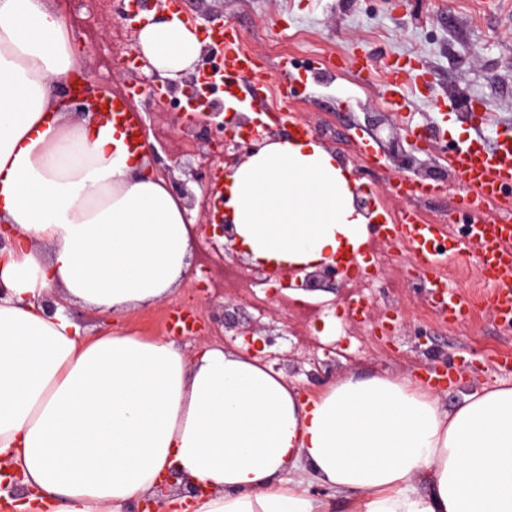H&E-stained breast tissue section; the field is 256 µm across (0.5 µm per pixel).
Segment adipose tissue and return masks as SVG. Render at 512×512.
Returning <instances> with one entry per match:
<instances>
[{
	"instance_id": "ef3b65f1",
	"label": "adipose tissue",
	"mask_w": 512,
	"mask_h": 512,
	"mask_svg": "<svg viewBox=\"0 0 512 512\" xmlns=\"http://www.w3.org/2000/svg\"><path fill=\"white\" fill-rule=\"evenodd\" d=\"M139 46L162 75L201 41L178 14ZM80 61L55 0H0V458L36 493L18 512H127L179 472L182 512H326L288 467L353 493L356 512H512V385L442 409L428 386L351 375L302 398L287 375L213 346L186 357L164 339L83 335L41 300L59 289L119 315L169 296L188 266L183 202L144 175L99 117L75 122L54 99ZM246 256L314 269L361 249L356 185L319 144L270 142L226 186ZM50 244L43 253L42 244ZM426 485L416 492L414 482Z\"/></svg>"
}]
</instances>
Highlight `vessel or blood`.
Returning <instances> with one entry per match:
<instances>
[{"mask_svg":"<svg viewBox=\"0 0 512 512\" xmlns=\"http://www.w3.org/2000/svg\"><path fill=\"white\" fill-rule=\"evenodd\" d=\"M204 34L216 47L221 61L203 72L205 82H221L225 92H232L244 78L255 84L265 82L260 59L242 48L240 36L233 22L205 29ZM413 89V75L398 64L386 67L387 103L400 110L401 102ZM102 119L119 132L122 144L130 155L143 150L138 135L144 127L138 113L133 112L126 98L103 99ZM474 133L469 140L452 147L444 160L458 178L465 192L463 203L476 209L475 230L471 239L478 253V269L489 292L485 299L488 311L497 319L512 322V130L500 131L493 143L483 136L482 114L471 116ZM398 196L408 199L409 207L399 211L386 227L388 241L405 246L417 268L428 272L436 292L442 293L441 311L446 320L460 321L470 312L468 301L446 294L439 271L447 257L439 250L438 242L449 237L448 227L423 220L412 208V200L438 193L436 185L411 178L396 180Z\"/></svg>","mask_w":512,"mask_h":512,"instance_id":"obj_1","label":"vessel or blood"}]
</instances>
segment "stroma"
Returning <instances> with one entry per match:
<instances>
[{
    "label": "stroma",
    "mask_w": 512,
    "mask_h": 512,
    "mask_svg": "<svg viewBox=\"0 0 512 512\" xmlns=\"http://www.w3.org/2000/svg\"><path fill=\"white\" fill-rule=\"evenodd\" d=\"M63 5L82 46V69L93 84H108L113 92H124L136 77L111 69L118 46L134 45V34L121 19V0H64ZM180 9L199 26L212 15H224L235 24L242 44L264 62L268 79L262 97L254 99L240 92L237 110L264 112L287 101L302 122L318 129L319 142L330 151L352 155L358 142H373L365 115L387 111L383 69L397 58L412 65L423 63L430 73L429 83L416 84L405 104L404 112L413 121L440 123L435 103L451 99L487 108V140L512 127V0H180ZM328 54H366L372 67L363 73L348 65L320 72L316 61ZM285 60L295 65L303 84L302 94L288 100L278 85L279 65ZM132 105L162 163L178 159L198 165L197 150L179 151L180 136L155 100L143 95L134 98ZM435 182L440 192L431 202H418L417 207L450 213L449 234L462 240L463 227L471 216L456 207L460 184L450 176L436 177ZM448 287L472 302L467 320H429L425 314L428 294L406 288L391 311L397 324L389 343L344 317H324L300 331L277 311L262 316L261 321L282 329L284 336L278 339L277 348L289 355L287 376L303 394L312 395L324 387V380L312 376V361L319 356L318 342L332 340L339 377L389 373L419 380L435 368L447 370L452 380L439 397L451 409L464 395L484 385L512 382V366L495 363L498 356L512 354V325L494 319L476 304V295L464 280H449ZM199 303L198 293L181 285L166 300L134 309L120 319L66 299L61 307L84 334L124 330L152 339L163 335L160 323L172 307L191 309ZM372 303L373 322L391 313L380 298H373ZM166 338L189 358L200 346L191 334Z\"/></svg>",
    "instance_id": "stroma-1"
}]
</instances>
